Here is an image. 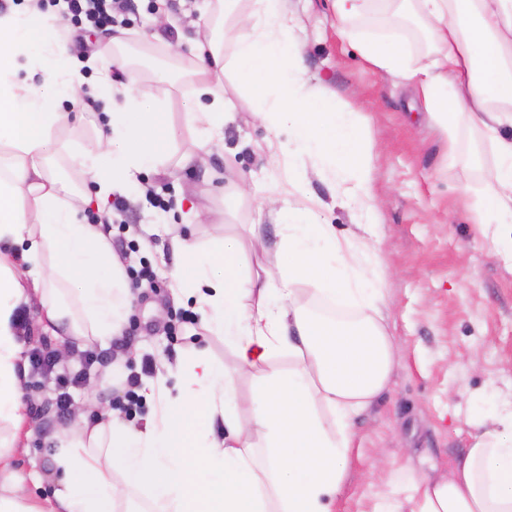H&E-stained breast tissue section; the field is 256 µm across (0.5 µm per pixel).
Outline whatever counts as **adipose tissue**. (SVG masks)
I'll return each mask as SVG.
<instances>
[{"mask_svg":"<svg viewBox=\"0 0 512 512\" xmlns=\"http://www.w3.org/2000/svg\"><path fill=\"white\" fill-rule=\"evenodd\" d=\"M211 0L191 56L173 52L157 82L198 103L186 123L200 148L233 121L224 96L232 65L258 116L276 136L291 193H271L281 221L276 259L244 274L249 258L227 237L204 249L174 236L182 262L172 288L203 326L230 336L239 367L256 379L249 414L237 409L235 377L198 350L159 383L160 415L143 428L115 417L60 440L58 490L33 501L13 467L28 422L19 366L24 345L15 311L37 303L51 333L86 342L120 335L134 295L122 262L91 205L144 193L146 168L164 164L178 136L168 100L144 90L127 31L87 81L54 16L36 8L0 14V512H115L114 476L126 490H148L150 512H332L356 447L354 419L385 390L402 349L385 324L386 272L369 245H341L305 188L308 165L337 182L365 221L380 202L372 191L363 115L337 109L334 95L307 76L297 20L287 0ZM336 34L358 42L373 67L414 84L431 121L456 157L461 127L492 150L485 189L469 199L490 254L512 263V0H332ZM420 26L429 58L393 34L366 35L356 20L373 14ZM125 79L115 82L112 69ZM91 96L105 116L97 138L59 147L55 131L77 120L63 100ZM65 150L90 176L88 193L54 174L47 160ZM306 284L332 300L361 299L369 317L346 320L296 300ZM292 367L274 365L276 355ZM221 420L223 435H199V414ZM444 479L398 484L377 512H512V403L483 413Z\"/></svg>","mask_w":512,"mask_h":512,"instance_id":"obj_1","label":"adipose tissue"}]
</instances>
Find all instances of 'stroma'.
I'll list each match as a JSON object with an SVG mask.
<instances>
[{
  "mask_svg": "<svg viewBox=\"0 0 512 512\" xmlns=\"http://www.w3.org/2000/svg\"><path fill=\"white\" fill-rule=\"evenodd\" d=\"M288 5L298 19L309 74L323 78L339 106L367 118L372 182L381 200L375 231L387 271L391 328L406 356L356 421L357 448L334 507V512H374L377 501L391 491L394 474L416 480L447 476L484 403L512 401V267L489 255L481 227L471 222L461 198L462 189L481 191L492 167L491 152L477 162L464 156L448 164L443 134L429 124L413 88L372 68L356 45L337 37L331 0H288ZM162 10L175 23L159 29L153 19ZM206 10L207 0H134L124 28L151 34L157 52L193 38ZM224 92L236 103V117L225 125L218 146L201 160L179 166V158L196 146L192 132L182 127L187 96H169V110L182 132L165 165L145 172L147 194L125 196L119 224L102 222L96 211L87 213L89 222L101 223L128 274L150 267L157 283L135 289L121 337L84 349L71 347L67 359L57 360L54 375L27 376L31 433L17 449L14 467L25 476L38 474L30 489L33 498H49L57 487L53 457L59 435L83 427L76 415L63 422L56 416L58 375H84L70 390L71 405L91 401L94 411L112 413L140 429L155 400L144 394L139 406H119L116 399L130 378L142 385L154 381L164 364H176L202 345L216 364L235 365L233 347L223 336L197 323L179 322L186 305L174 298L169 279L176 262L170 239L184 230L180 198H192L203 215L192 228L201 247L226 236L250 246V227L258 223L266 225L268 234L276 232L266 213L257 210L278 177L269 147L272 135L232 75L224 77ZM231 170L243 177L237 195L225 180ZM306 188L320 199L321 217L335 225L338 238L361 242L357 213L331 184L311 169ZM157 192L167 208L156 207ZM90 352L99 354L100 362L87 364ZM381 448L387 462L376 471L372 462Z\"/></svg>",
  "mask_w": 512,
  "mask_h": 512,
  "instance_id": "stroma-1",
  "label": "stroma"
}]
</instances>
